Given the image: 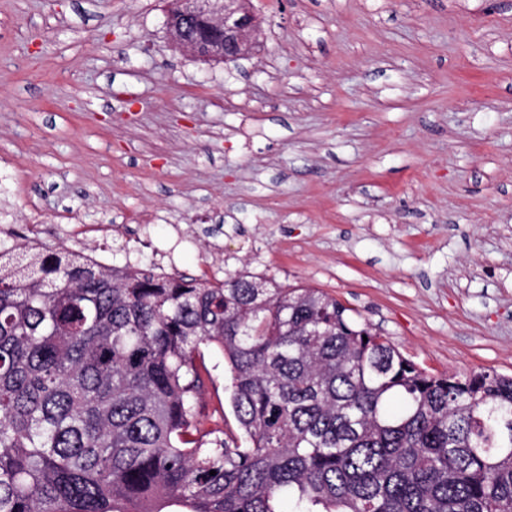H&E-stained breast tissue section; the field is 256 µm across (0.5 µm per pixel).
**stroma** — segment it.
<instances>
[{
    "label": "stroma",
    "mask_w": 512,
    "mask_h": 512,
    "mask_svg": "<svg viewBox=\"0 0 512 512\" xmlns=\"http://www.w3.org/2000/svg\"><path fill=\"white\" fill-rule=\"evenodd\" d=\"M253 6L230 73L172 43L165 0H0V248L247 270L431 372L512 375V0Z\"/></svg>",
    "instance_id": "stroma-1"
}]
</instances>
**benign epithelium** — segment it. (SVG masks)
I'll return each mask as SVG.
<instances>
[{
  "label": "benign epithelium",
  "instance_id": "benign-epithelium-1",
  "mask_svg": "<svg viewBox=\"0 0 512 512\" xmlns=\"http://www.w3.org/2000/svg\"><path fill=\"white\" fill-rule=\"evenodd\" d=\"M165 28L190 55L228 64L248 54L257 18L251 0H178Z\"/></svg>",
  "mask_w": 512,
  "mask_h": 512
}]
</instances>
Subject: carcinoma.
I'll use <instances>...</instances> for the list:
<instances>
[{"label":"carcinoma","mask_w":512,"mask_h":512,"mask_svg":"<svg viewBox=\"0 0 512 512\" xmlns=\"http://www.w3.org/2000/svg\"><path fill=\"white\" fill-rule=\"evenodd\" d=\"M203 347L239 435L201 410ZM172 505L512 512V376L429 373L318 288L0 249V512Z\"/></svg>","instance_id":"carcinoma-1"}]
</instances>
